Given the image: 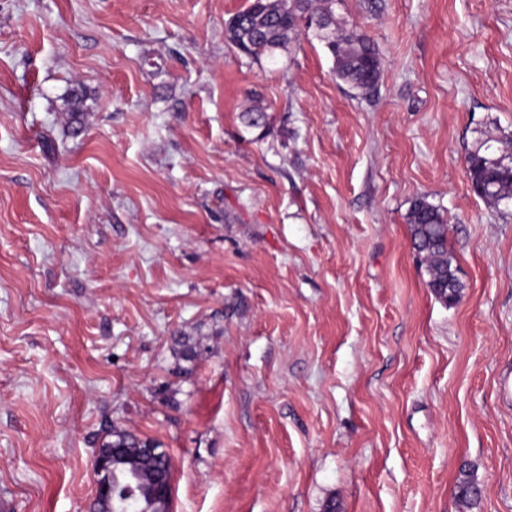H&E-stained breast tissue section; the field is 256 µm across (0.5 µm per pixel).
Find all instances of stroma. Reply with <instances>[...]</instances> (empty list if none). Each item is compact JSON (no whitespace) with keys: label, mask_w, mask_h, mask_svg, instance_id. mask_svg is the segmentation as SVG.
Listing matches in <instances>:
<instances>
[{"label":"stroma","mask_w":512,"mask_h":512,"mask_svg":"<svg viewBox=\"0 0 512 512\" xmlns=\"http://www.w3.org/2000/svg\"><path fill=\"white\" fill-rule=\"evenodd\" d=\"M248 3L0 0V503L89 512L118 426L170 456V512H512V202L465 164L512 132V0H342L368 96L314 38L230 45ZM413 251L427 265L428 281L435 298L442 304L458 301L461 288L448 289V275L453 272V254L448 249V224L440 210L426 197L415 199L407 214ZM461 477L455 484L454 494L458 502L465 507H470L481 496V489L476 480L468 473L461 471Z\"/></svg>","instance_id":"obj_1"}]
</instances>
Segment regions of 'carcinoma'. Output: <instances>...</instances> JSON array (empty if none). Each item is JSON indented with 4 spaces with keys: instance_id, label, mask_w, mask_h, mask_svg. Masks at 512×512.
<instances>
[{
    "instance_id": "obj_1",
    "label": "carcinoma",
    "mask_w": 512,
    "mask_h": 512,
    "mask_svg": "<svg viewBox=\"0 0 512 512\" xmlns=\"http://www.w3.org/2000/svg\"><path fill=\"white\" fill-rule=\"evenodd\" d=\"M338 0H250L227 24V40L242 53L260 62L274 59L277 51L306 34L318 40L333 59L336 78L365 95L372 94L381 78V59L370 39L336 17ZM322 20L315 29L308 17ZM476 195L497 206L512 200V134L476 141L465 157ZM413 251L427 265L428 281L435 298L444 305L458 301L459 288L448 287L453 254L448 249V224L440 210L426 198L415 199L407 214ZM177 360L192 361L197 343L188 336H173ZM97 452L111 457L104 474L111 496L95 499L97 512H155L158 489L170 483L172 464L160 445L120 427L110 428ZM454 494L465 507L481 496L476 480L461 472Z\"/></svg>"
}]
</instances>
